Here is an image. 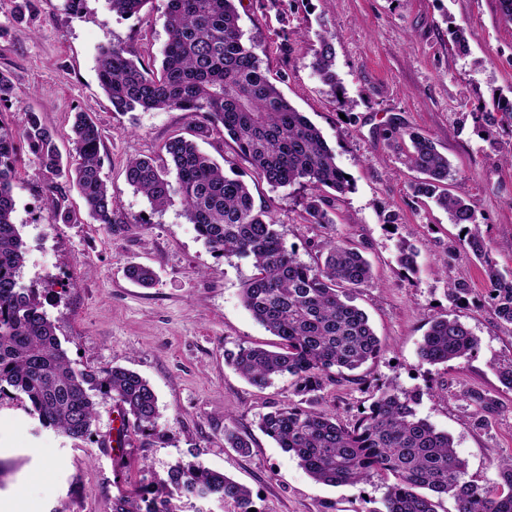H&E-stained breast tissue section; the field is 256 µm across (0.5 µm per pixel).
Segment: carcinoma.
Instances as JSON below:
<instances>
[{
    "label": "carcinoma",
    "mask_w": 512,
    "mask_h": 512,
    "mask_svg": "<svg viewBox=\"0 0 512 512\" xmlns=\"http://www.w3.org/2000/svg\"><path fill=\"white\" fill-rule=\"evenodd\" d=\"M151 0H108L112 12L140 15ZM167 41L160 74L147 71L122 44L103 45L97 55L100 87L119 112L186 113L201 131L221 127L236 156L274 188L305 182L311 193L304 209L311 224L335 225L338 197L351 190V180L336 163L321 131L293 107L246 45L235 0H166ZM332 43L319 37L310 67L330 91L341 81L334 69ZM23 128L0 121V400H16L44 427L74 441L91 437L98 399L116 403L126 420L125 440L141 444L163 437L158 428V399L138 373L121 367L73 366L56 327L44 310L41 294L20 282L25 263L21 226L14 222V186L18 143H25L44 175L66 174L77 187L86 215L109 230L122 223L112 208V195L101 177L102 132L86 112H77L72 144L79 162L63 169L52 132L39 114L27 112ZM488 127L512 121V99L500 96L493 110L480 113ZM386 139L404 151L405 164L423 178L411 185L413 196L425 197L448 213L450 223L465 230V253L484 267L491 310L497 323L512 331V278L497 268L492 248L476 212L461 187H448L450 165L433 141L415 130L393 124ZM164 159L134 158L126 180L151 208L162 211L180 202L183 215L215 252L254 261L257 275L243 290L245 309L278 341L241 346L226 362L250 384L264 388L289 376L305 404L275 407L259 428L293 454L309 476L326 485L356 486L375 474L390 475L385 512H438L440 500H454L455 512H512V458L497 461L498 482L480 485L465 479L466 464L452 438L416 417L411 398L395 386L379 390L368 409L350 425L312 408L311 397L343 371H355L383 350L367 314L352 303L354 292L372 284V269L359 246L343 236H330L313 264L286 249L268 212L255 208L248 185L184 137L162 146ZM443 257L438 273L448 279V301L463 302L468 288L450 275ZM128 277L153 283L148 267L132 265ZM478 339L458 319L434 317L419 347L430 364L464 358ZM224 441L245 454L250 444L224 424ZM227 503L233 512L255 507L251 490L201 461H178L164 477L120 490L110 512H183L182 498Z\"/></svg>",
    "instance_id": "1"
}]
</instances>
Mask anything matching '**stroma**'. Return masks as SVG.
I'll return each mask as SVG.
<instances>
[{"mask_svg": "<svg viewBox=\"0 0 512 512\" xmlns=\"http://www.w3.org/2000/svg\"><path fill=\"white\" fill-rule=\"evenodd\" d=\"M246 43L286 98L322 132L337 164L353 181L336 203V229L363 248L373 284L355 293L384 344L361 383L337 381L313 400L316 410L348 423L368 407L378 387L409 393L418 418L448 433L467 477L498 479L495 464L512 454V389L499 369L512 365V333L489 311L488 284L479 262L459 253V226L432 200L413 197L401 151L389 146L388 123L429 136L453 165L492 254L512 274V125L487 139L475 116L490 110L495 93L512 97V21L498 0H239ZM165 0L140 17L112 13L107 0H32L15 17L0 0V71L16 98L0 119L22 128L35 110L54 131L64 163H74L68 141L75 112L90 113L102 131V174L122 221L106 230L83 214L82 200L64 177H43L37 158L22 151L14 188L16 223L26 246L20 278L45 290V309L76 368L122 366L149 382L158 397L162 438L125 445L114 456L102 444L119 408L100 401L91 440L74 445L42 427L13 401L0 404V512H109V498L126 479L166 475L176 461L196 460L249 487L259 512H383L392 479L376 475L356 486L312 480L297 459L264 435L258 421L272 407L300 403L291 378L260 389L225 363L240 346L272 342L245 310L241 293L254 277L251 259L223 256L200 239L181 205L152 210L125 178L129 159L160 157L170 137L194 140L215 161L232 156L223 129L199 133L182 112L114 111L96 70L99 46L119 43L142 65L158 70L167 40ZM467 29L469 51L455 50L450 30ZM331 39L344 88L337 103L309 63L319 36ZM236 171L256 206L267 208L287 249L314 262L325 233L308 223L306 188L271 187L248 163ZM79 213L55 219L49 201ZM394 212L398 221L384 224ZM418 252L410 274L398 263L402 248ZM457 252L454 278L470 289L453 306L437 271L446 251ZM138 263L154 270L151 287L125 275ZM433 316L459 319L479 340L467 357L432 365L419 346ZM251 440L248 454L224 442V417Z\"/></svg>", "mask_w": 512, "mask_h": 512, "instance_id": "35a3bbf8", "label": "stroma"}]
</instances>
